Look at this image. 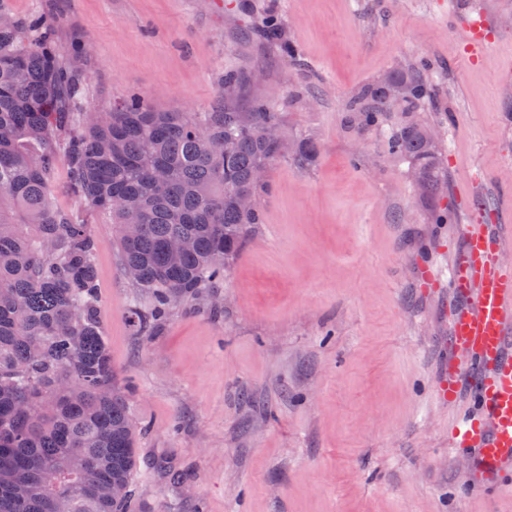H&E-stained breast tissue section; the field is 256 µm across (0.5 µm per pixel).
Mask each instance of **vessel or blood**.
<instances>
[{"instance_id":"vessel-or-blood-1","label":"vessel or blood","mask_w":512,"mask_h":512,"mask_svg":"<svg viewBox=\"0 0 512 512\" xmlns=\"http://www.w3.org/2000/svg\"><path fill=\"white\" fill-rule=\"evenodd\" d=\"M497 251L490 226H470L455 280L465 304L452 316L448 375L437 387L441 400H454L462 372H477L478 406L463 412L452 431L453 444L476 453L467 479L476 489L512 465V271L498 264Z\"/></svg>"}]
</instances>
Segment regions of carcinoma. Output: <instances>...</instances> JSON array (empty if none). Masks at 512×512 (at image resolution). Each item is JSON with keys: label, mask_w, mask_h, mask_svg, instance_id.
Returning <instances> with one entry per match:
<instances>
[{"label": "carcinoma", "mask_w": 512, "mask_h": 512, "mask_svg": "<svg viewBox=\"0 0 512 512\" xmlns=\"http://www.w3.org/2000/svg\"><path fill=\"white\" fill-rule=\"evenodd\" d=\"M55 20L0 24V512H128L137 465L136 427L116 384L98 315L96 254L89 225L57 208L60 163L67 192L112 217L121 269L154 295L138 323L150 329L171 307L217 288L258 207L259 171L279 158L265 128L281 115L258 100L216 112H162L133 97L108 112H75L79 74L48 35ZM415 108L427 94L402 75ZM380 82L349 104L358 128L377 125L387 103ZM228 141L229 151L213 147ZM423 195L448 190L427 127L411 121L389 140ZM136 209L138 236L123 234ZM189 248L172 262L166 246Z\"/></svg>", "instance_id": "carcinoma-1"}]
</instances>
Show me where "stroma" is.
I'll list each match as a JSON object with an SVG mask.
<instances>
[{
	"label": "stroma",
	"mask_w": 512,
	"mask_h": 512,
	"mask_svg": "<svg viewBox=\"0 0 512 512\" xmlns=\"http://www.w3.org/2000/svg\"><path fill=\"white\" fill-rule=\"evenodd\" d=\"M20 21L60 18L81 61L83 107L133 95L168 112L224 103L244 76L283 136L308 138L267 171L261 222L224 286L172 307L149 335L151 297L121 272L108 214L78 206L97 243L100 320L142 423L129 512H512V486L467 490L475 464L449 429L474 408L436 387L463 298L451 289L469 225L498 227L512 269V0H0ZM294 49L286 60L283 44ZM410 73L430 93L359 130L348 105ZM435 128L448 221H431L408 164L388 150L408 119ZM224 312L213 317L211 296Z\"/></svg>",
	"instance_id": "35a3bbf8"
}]
</instances>
